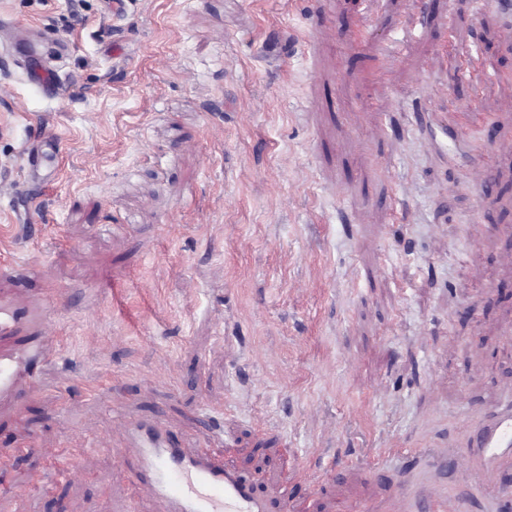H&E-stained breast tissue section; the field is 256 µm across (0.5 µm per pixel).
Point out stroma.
I'll list each match as a JSON object with an SVG mask.
<instances>
[{
	"label": "stroma",
	"instance_id": "obj_1",
	"mask_svg": "<svg viewBox=\"0 0 512 512\" xmlns=\"http://www.w3.org/2000/svg\"><path fill=\"white\" fill-rule=\"evenodd\" d=\"M511 57L494 0H0V357L37 350L0 390V512H125L88 448L114 410L339 512L498 405ZM430 108L482 119L442 152Z\"/></svg>",
	"mask_w": 512,
	"mask_h": 512
}]
</instances>
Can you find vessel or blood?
<instances>
[{
  "label": "vessel or blood",
  "mask_w": 512,
  "mask_h": 512,
  "mask_svg": "<svg viewBox=\"0 0 512 512\" xmlns=\"http://www.w3.org/2000/svg\"><path fill=\"white\" fill-rule=\"evenodd\" d=\"M23 349L0 358V388L26 370ZM507 406L478 423L463 422L458 450L436 448L424 465L403 471L391 495L366 512H463L464 495L482 492L485 512H512V488L496 472L512 466V391ZM123 450L134 458L129 480L135 492L161 500L166 512H288L284 497L257 492L252 480L208 448L185 452L174 428L155 422L118 423Z\"/></svg>",
  "instance_id": "vessel-or-blood-1"
}]
</instances>
